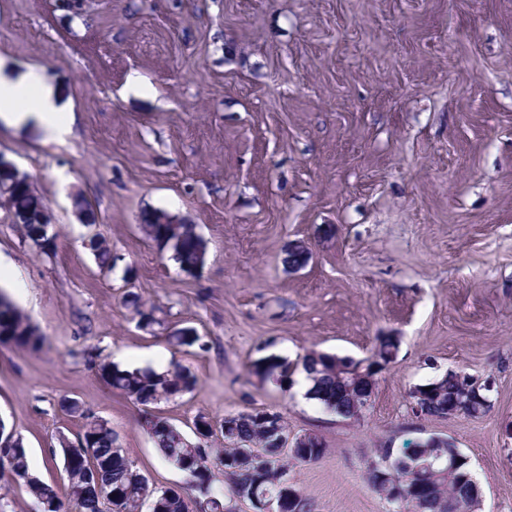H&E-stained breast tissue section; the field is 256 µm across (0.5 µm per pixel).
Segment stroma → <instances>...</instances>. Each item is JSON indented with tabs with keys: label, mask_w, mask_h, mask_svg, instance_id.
Here are the masks:
<instances>
[{
	"label": "stroma",
	"mask_w": 512,
	"mask_h": 512,
	"mask_svg": "<svg viewBox=\"0 0 512 512\" xmlns=\"http://www.w3.org/2000/svg\"><path fill=\"white\" fill-rule=\"evenodd\" d=\"M0 0V60L40 66L72 105L66 146L0 127L57 238L40 248L0 217L14 298L45 338L0 346V420L53 484L61 438L108 422L160 487L183 485L101 363L187 367L194 390L152 405L185 436L198 415L265 408L330 452L288 476L315 512H390L363 459L381 440L451 438L482 512H512V0ZM141 77L147 91L128 87ZM86 198L118 257L100 269L72 205ZM196 224L203 268L180 270L139 228L145 211ZM306 242L302 269L284 267ZM22 284L15 297L13 283ZM159 306L137 327L127 291ZM201 341L183 351L172 329ZM401 340L361 420L258 380L260 348L367 357ZM491 378L478 419L415 417L408 392L447 371Z\"/></svg>",
	"instance_id": "obj_1"
}]
</instances>
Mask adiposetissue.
I'll use <instances>...</instances> for the list:
<instances>
[{
    "label": "adipose tissue",
    "instance_id": "adipose-tissue-1",
    "mask_svg": "<svg viewBox=\"0 0 512 512\" xmlns=\"http://www.w3.org/2000/svg\"><path fill=\"white\" fill-rule=\"evenodd\" d=\"M29 123L40 129L45 141L62 146L73 134L74 117L43 69L32 67L18 77L0 72V124Z\"/></svg>",
    "mask_w": 512,
    "mask_h": 512
}]
</instances>
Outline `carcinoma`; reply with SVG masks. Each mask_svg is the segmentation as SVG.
Here are the masks:
<instances>
[{"mask_svg":"<svg viewBox=\"0 0 512 512\" xmlns=\"http://www.w3.org/2000/svg\"><path fill=\"white\" fill-rule=\"evenodd\" d=\"M5 199L0 202L12 223L19 225L25 237L43 248L54 245L55 236L48 234L44 223L47 208L32 188L28 177L0 166V189ZM142 232L160 249L172 252L180 269L188 274L199 271L205 262L206 243L196 225L179 224L164 211L145 212L139 224ZM91 254L102 268L115 265V256L105 238L91 246ZM138 317V325L147 328L157 322L154 306H146L134 294L127 299ZM169 343L176 348H190L200 341L195 328L173 329ZM44 338L30 320L5 296L0 294V345L20 351H36ZM390 344L376 337L368 359L359 371L349 369L337 354L309 351L295 361L275 353L251 362L250 368L260 381L284 384L299 369L310 382L309 398L318 401L336 416L357 421L377 386V377L392 358ZM99 372L106 384L129 400L147 406L183 395L193 390L196 378L179 363L159 372L151 368L121 369L101 364ZM430 418H446L453 410L469 418H479L491 410L484 393L465 395L459 388L457 372L445 374L420 384L409 392ZM60 409L70 417L84 420L75 440L61 438L59 448L64 481L68 488L69 512H193L191 503L199 494L202 512H236V498L244 497L256 512L254 502L286 498L288 461L315 463L328 448L323 438L308 431L296 437L298 445L284 450L281 436L288 425L280 413L270 422L263 410L227 415L219 420L200 415L194 421L195 440L166 419L152 415L143 426L162 457L189 477L186 487L162 493L148 491L145 475L118 445L116 433L107 422L85 415L80 402L66 399ZM224 473V488L213 486V469ZM0 470L23 485L33 499L37 512H62L57 486L33 475L27 448L15 437L8 451L0 449ZM363 472L369 486L388 503L394 512H480L481 500L476 483L470 478L468 463L454 441L447 438L408 441L394 447L389 438L371 450L363 461Z\"/></svg>","mask_w":512,"mask_h":512,"instance_id":"1","label":"carcinoma"}]
</instances>
